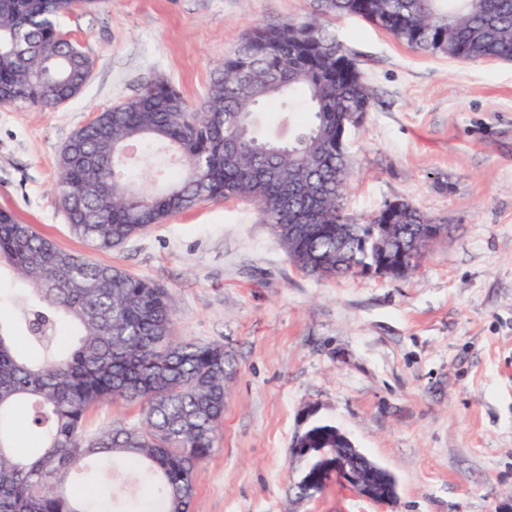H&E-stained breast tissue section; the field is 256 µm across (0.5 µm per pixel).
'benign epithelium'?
<instances>
[{"label": "benign epithelium", "mask_w": 512, "mask_h": 512, "mask_svg": "<svg viewBox=\"0 0 512 512\" xmlns=\"http://www.w3.org/2000/svg\"><path fill=\"white\" fill-rule=\"evenodd\" d=\"M336 434L345 443V447L336 450L312 448L302 434L295 436L291 453L308 461L296 482L302 495L310 496L336 480L371 501L383 504L393 500L396 497L393 475L355 448L341 430H336Z\"/></svg>", "instance_id": "obj_1"}]
</instances>
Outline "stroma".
Segmentation results:
<instances>
[{
  "label": "stroma",
  "mask_w": 512,
  "mask_h": 512,
  "mask_svg": "<svg viewBox=\"0 0 512 512\" xmlns=\"http://www.w3.org/2000/svg\"><path fill=\"white\" fill-rule=\"evenodd\" d=\"M313 10L80 0L58 27L93 63L81 94L0 105V209L165 288L177 340L232 355L193 512H512V62L421 55L363 20L328 21L373 95L345 138L346 214L403 200L450 224L406 277L307 274L244 198L202 202L107 252L70 231L55 184L74 131L156 80L201 103L256 23ZM310 413L393 473L392 502L335 481L298 495L305 462L290 448Z\"/></svg>",
  "instance_id": "35a3bbf8"
}]
</instances>
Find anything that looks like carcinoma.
Instances as JSON below:
<instances>
[{
    "label": "carcinoma",
    "mask_w": 512,
    "mask_h": 512,
    "mask_svg": "<svg viewBox=\"0 0 512 512\" xmlns=\"http://www.w3.org/2000/svg\"><path fill=\"white\" fill-rule=\"evenodd\" d=\"M320 13L369 22L410 49L460 61L512 62V0H316ZM75 0H0V105L51 108L77 97L91 68L61 37ZM363 77L312 17L252 27L192 106L170 84L145 85L76 130L60 156L56 193L72 231L111 249L204 200L243 197L273 226L289 259L321 277L357 274L406 250L403 277L421 257L423 224L405 201L363 223L343 209L349 175L342 128L371 110ZM286 112L288 144L262 139L255 114ZM21 283L11 321L0 320V512H107L70 486L82 461L119 459L118 487L143 496L128 512H189L197 469L214 449L233 366L224 345L178 341L167 291L126 270L59 247L0 210V268ZM141 404L137 425L86 427L96 404ZM25 403L40 438L21 456L11 436ZM322 444L336 447V426Z\"/></svg>",
    "instance_id": "cac0c4a2"
}]
</instances>
